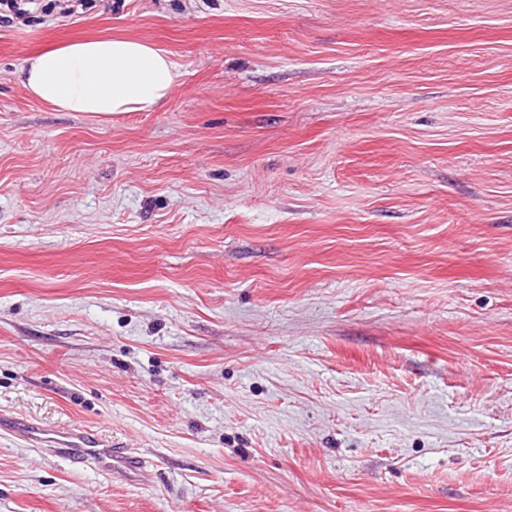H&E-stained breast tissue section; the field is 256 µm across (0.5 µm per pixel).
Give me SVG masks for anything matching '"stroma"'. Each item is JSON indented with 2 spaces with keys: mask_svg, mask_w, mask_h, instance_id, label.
Returning a JSON list of instances; mask_svg holds the SVG:
<instances>
[{
  "mask_svg": "<svg viewBox=\"0 0 512 512\" xmlns=\"http://www.w3.org/2000/svg\"><path fill=\"white\" fill-rule=\"evenodd\" d=\"M97 36L167 51L169 99L29 96ZM0 512H512V0L1 22ZM28 445L47 446L57 456L67 457L78 464H90L98 471L133 474L139 481L146 479V467L137 457L121 448H112L96 435L88 432L44 429L36 425H22L15 430Z\"/></svg>",
  "mask_w": 512,
  "mask_h": 512,
  "instance_id": "35a3bbf8",
  "label": "stroma"
}]
</instances>
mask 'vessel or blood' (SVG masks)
Masks as SVG:
<instances>
[{"instance_id": "vessel-or-blood-1", "label": "vessel or blood", "mask_w": 512, "mask_h": 512, "mask_svg": "<svg viewBox=\"0 0 512 512\" xmlns=\"http://www.w3.org/2000/svg\"><path fill=\"white\" fill-rule=\"evenodd\" d=\"M19 437L28 445L46 446L53 453L78 464H89L107 474L128 473L145 479L146 467L138 458L87 432L45 429L36 425L18 427Z\"/></svg>"}]
</instances>
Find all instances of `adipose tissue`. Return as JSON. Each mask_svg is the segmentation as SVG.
Wrapping results in <instances>:
<instances>
[{"label":"adipose tissue","mask_w":512,"mask_h":512,"mask_svg":"<svg viewBox=\"0 0 512 512\" xmlns=\"http://www.w3.org/2000/svg\"><path fill=\"white\" fill-rule=\"evenodd\" d=\"M21 81L36 101L102 120L154 109L169 98L176 67L168 52L134 38L72 41L27 57Z\"/></svg>","instance_id":"adipose-tissue-1"}]
</instances>
